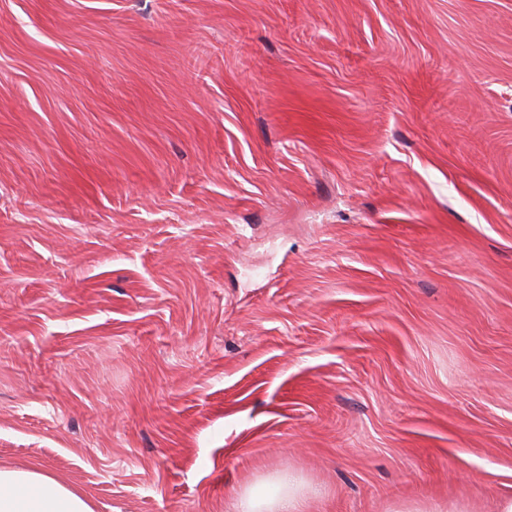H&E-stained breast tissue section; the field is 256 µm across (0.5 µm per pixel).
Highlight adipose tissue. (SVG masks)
<instances>
[{"label":"adipose tissue","instance_id":"ef3b65f1","mask_svg":"<svg viewBox=\"0 0 512 512\" xmlns=\"http://www.w3.org/2000/svg\"><path fill=\"white\" fill-rule=\"evenodd\" d=\"M307 495L297 476L275 473L245 491L240 512H304ZM0 512H92L87 501L58 477L36 469H0Z\"/></svg>","mask_w":512,"mask_h":512}]
</instances>
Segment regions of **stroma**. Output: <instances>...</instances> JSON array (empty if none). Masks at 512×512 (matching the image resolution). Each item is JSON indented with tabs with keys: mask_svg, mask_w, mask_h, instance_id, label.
I'll return each mask as SVG.
<instances>
[{
	"mask_svg": "<svg viewBox=\"0 0 512 512\" xmlns=\"http://www.w3.org/2000/svg\"><path fill=\"white\" fill-rule=\"evenodd\" d=\"M93 512L512 495V0H0V468ZM307 495L298 477L287 470L275 473L267 485L245 491L240 512H304Z\"/></svg>",
	"mask_w": 512,
	"mask_h": 512,
	"instance_id": "obj_1",
	"label": "stroma"
}]
</instances>
